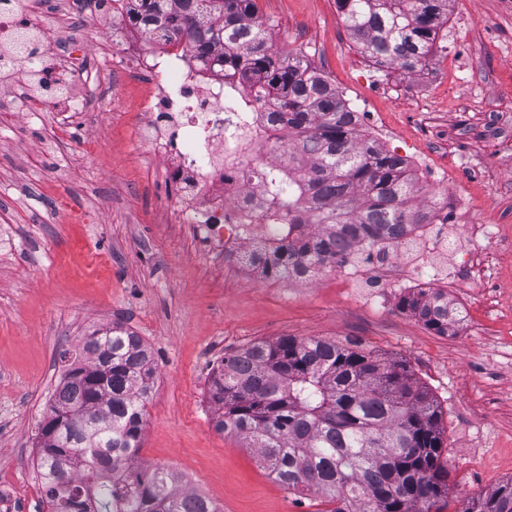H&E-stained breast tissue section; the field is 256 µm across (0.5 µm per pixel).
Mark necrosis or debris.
I'll return each mask as SVG.
<instances>
[{"label": "necrosis or debris", "instance_id": "necrosis-or-debris-1", "mask_svg": "<svg viewBox=\"0 0 512 512\" xmlns=\"http://www.w3.org/2000/svg\"><path fill=\"white\" fill-rule=\"evenodd\" d=\"M42 0H0V70L14 71L35 58L42 42ZM143 31L132 24L113 29V53L99 63L102 91H111L114 64L129 58L137 74L153 78L154 85L138 121L140 136L150 154L168 164L172 190L170 215L198 225L209 248L222 251L232 265L249 277L267 281L256 258L265 233V195L257 180L246 179L247 170L270 163L272 154L259 142L235 141L224 130L232 111L224 97V73L203 66L180 39L150 51L143 46ZM47 68L37 71V92L23 93L20 111L32 116L56 112L54 138L62 142L73 133L76 117L89 106L88 91L47 78ZM397 252L337 266L343 285L375 276L391 280Z\"/></svg>", "mask_w": 512, "mask_h": 512}]
</instances>
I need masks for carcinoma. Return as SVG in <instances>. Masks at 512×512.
I'll list each match as a JSON object with an SVG mask.
<instances>
[{
    "mask_svg": "<svg viewBox=\"0 0 512 512\" xmlns=\"http://www.w3.org/2000/svg\"><path fill=\"white\" fill-rule=\"evenodd\" d=\"M133 20L151 38L180 36L204 65L228 71L224 94L253 135L249 113L280 104L259 132L288 164L258 172L271 234L259 259L286 279L295 258L309 268L361 257L438 221L418 205L407 158L361 128L328 76L303 53L280 56L256 0H135ZM345 29L379 70L423 69L448 23V0H336ZM252 86L248 98L237 83ZM398 307L446 336L463 320L445 289L403 296ZM154 367L135 332L114 324L85 337L38 433L37 469L49 512H218L138 448ZM214 427L258 450L288 491L314 495L317 512H444L450 474L442 459L441 410L403 360L356 343L283 336L224 357L213 371ZM461 512H512V480Z\"/></svg>",
    "mask_w": 512,
    "mask_h": 512,
    "instance_id": "1",
    "label": "carcinoma"
}]
</instances>
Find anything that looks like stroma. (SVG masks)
Returning <instances> with one entry per match:
<instances>
[{
	"instance_id": "obj_1",
	"label": "stroma",
	"mask_w": 512,
	"mask_h": 512,
	"mask_svg": "<svg viewBox=\"0 0 512 512\" xmlns=\"http://www.w3.org/2000/svg\"><path fill=\"white\" fill-rule=\"evenodd\" d=\"M280 54L303 52L332 79L369 133L410 159L420 187L443 185L449 222L431 227V253L397 268L423 288L447 289L466 321L455 335L346 291L335 274L291 289L255 282L212 253L193 225L166 220L163 164L137 123L148 78L116 69L108 112H92L61 149L55 115L27 122L0 94V512H48L36 438L65 372L64 352L118 322L149 347L154 386L138 457L173 466L182 486L221 512H316L291 495L253 449L215 431L214 368L254 341L282 336L355 340L406 360L442 409L443 461L454 508L512 479V0H450L428 66L376 69L341 24L336 0H257ZM95 141L87 153L83 138Z\"/></svg>"
}]
</instances>
